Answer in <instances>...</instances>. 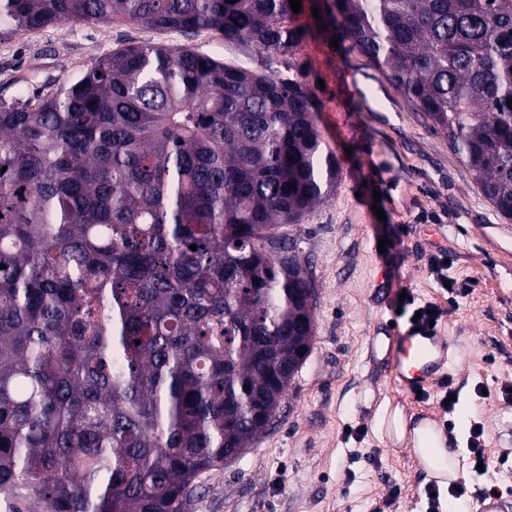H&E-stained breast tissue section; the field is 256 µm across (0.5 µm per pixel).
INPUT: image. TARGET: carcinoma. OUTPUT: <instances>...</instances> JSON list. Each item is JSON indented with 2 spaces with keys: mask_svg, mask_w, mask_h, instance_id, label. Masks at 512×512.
<instances>
[{
  "mask_svg": "<svg viewBox=\"0 0 512 512\" xmlns=\"http://www.w3.org/2000/svg\"><path fill=\"white\" fill-rule=\"evenodd\" d=\"M326 5L511 222L512 0ZM293 16L289 0H0V37L130 21L285 55ZM338 175L293 76L187 46L127 45L1 105L0 493L191 512L310 352L317 288L284 228Z\"/></svg>",
  "mask_w": 512,
  "mask_h": 512,
  "instance_id": "carcinoma-1",
  "label": "carcinoma"
}]
</instances>
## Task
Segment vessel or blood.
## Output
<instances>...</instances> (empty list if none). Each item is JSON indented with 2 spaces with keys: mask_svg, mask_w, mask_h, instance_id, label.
Instances as JSON below:
<instances>
[{
  "mask_svg": "<svg viewBox=\"0 0 512 512\" xmlns=\"http://www.w3.org/2000/svg\"><path fill=\"white\" fill-rule=\"evenodd\" d=\"M370 354L374 361L390 367L403 397L416 399L418 393L429 392L448 367L452 340L441 328L427 323L419 325H381L368 338ZM388 436H413L422 432L435 441H443L447 433L435 417L426 416L406 424L399 423L394 412L384 416Z\"/></svg>",
  "mask_w": 512,
  "mask_h": 512,
  "instance_id": "vessel-or-blood-1",
  "label": "vessel or blood"
}]
</instances>
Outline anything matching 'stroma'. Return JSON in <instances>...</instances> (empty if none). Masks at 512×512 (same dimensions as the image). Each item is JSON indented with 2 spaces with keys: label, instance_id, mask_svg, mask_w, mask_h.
<instances>
[{
  "label": "stroma",
  "instance_id": "obj_1",
  "mask_svg": "<svg viewBox=\"0 0 512 512\" xmlns=\"http://www.w3.org/2000/svg\"><path fill=\"white\" fill-rule=\"evenodd\" d=\"M323 7L302 0L294 23L305 36L289 57L214 31L186 36L131 22L71 21L0 39V104L47 96L92 60L144 43L291 73L314 98L341 172L329 199L290 228L318 288L312 348L268 430L199 478L192 512H373L394 484L401 493L393 512H426L431 477L383 431L382 416L401 394L385 367L368 362L375 323L393 319L405 289L442 311L454 341L446 376L458 397L447 415L435 400L409 402V417L446 416L448 449L461 465L471 427L482 423L487 469L466 475V506L492 486L512 501V394L502 392L512 385V222L483 197L445 136L365 57L321 29L312 12ZM441 248L449 279L472 282L468 294L449 297L431 275L430 256Z\"/></svg>",
  "mask_w": 512,
  "mask_h": 512
}]
</instances>
